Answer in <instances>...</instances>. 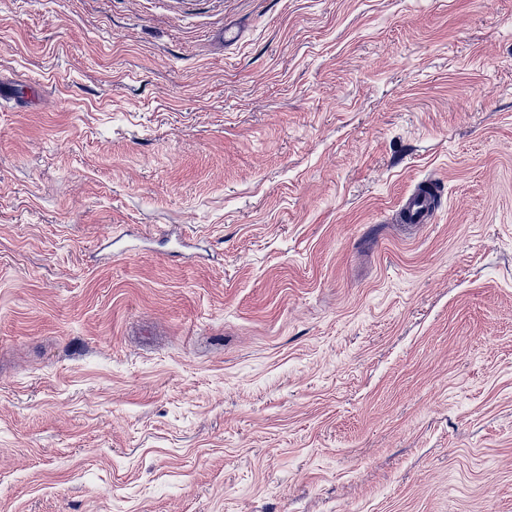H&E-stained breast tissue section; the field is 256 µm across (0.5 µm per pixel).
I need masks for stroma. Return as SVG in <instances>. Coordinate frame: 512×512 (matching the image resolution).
Listing matches in <instances>:
<instances>
[{
	"label": "stroma",
	"mask_w": 512,
	"mask_h": 512,
	"mask_svg": "<svg viewBox=\"0 0 512 512\" xmlns=\"http://www.w3.org/2000/svg\"><path fill=\"white\" fill-rule=\"evenodd\" d=\"M0 512H512V0H0ZM435 186L433 183L421 186L409 196L404 203L401 216L405 224H430L436 204Z\"/></svg>",
	"instance_id": "1"
}]
</instances>
